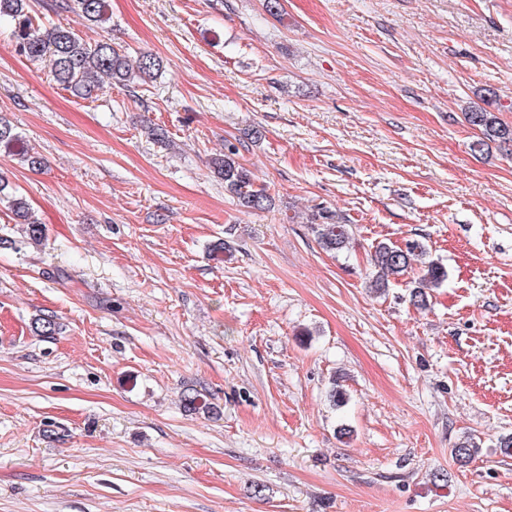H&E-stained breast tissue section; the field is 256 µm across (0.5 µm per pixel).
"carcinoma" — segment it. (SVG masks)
I'll list each match as a JSON object with an SVG mask.
<instances>
[{
	"label": "carcinoma",
	"mask_w": 512,
	"mask_h": 512,
	"mask_svg": "<svg viewBox=\"0 0 512 512\" xmlns=\"http://www.w3.org/2000/svg\"><path fill=\"white\" fill-rule=\"evenodd\" d=\"M82 17L90 25L101 28L111 21L107 0H76ZM12 22V36L19 53L31 61L49 59L53 80L74 96L88 99L100 89L103 79L128 85L153 78L163 67L160 57L141 53L136 60L128 59L125 51L103 38L89 43L69 28L46 27L40 18L31 13L30 0H0V19ZM469 125L481 133L472 144L473 150L482 151L490 141L512 142V126L504 124L484 108L478 107L465 113ZM0 148L19 157L32 170L44 167V158L24 145L23 138L15 132L12 122L0 114ZM214 174L224 182V191L237 204L246 209L262 210L271 205L272 199L263 185L256 183L252 173L239 162V148L232 142L224 144V153L211 159ZM8 182L0 176V203H5L20 223L25 225L27 242L39 243L44 237L43 224L30 212L25 198L8 192ZM321 222H311L321 248L327 252H341L352 241L350 225L334 220L325 212L318 215ZM374 272L370 288L381 294L391 285V280L417 273L411 281L408 298L418 310L430 308L432 291L448 280L446 267L429 255L427 246L420 240L410 239L404 245L380 242L372 257ZM190 410H218L206 402L202 393L193 390L184 396ZM478 445L465 437L453 448L455 460L468 464Z\"/></svg>",
	"instance_id": "cac0c4a2"
}]
</instances>
